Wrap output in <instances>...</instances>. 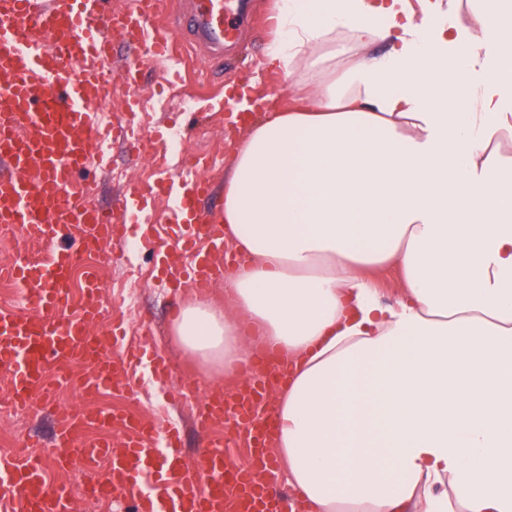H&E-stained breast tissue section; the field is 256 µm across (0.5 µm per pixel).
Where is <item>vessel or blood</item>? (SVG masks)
Returning a JSON list of instances; mask_svg holds the SVG:
<instances>
[{"label":"vessel or blood","mask_w":512,"mask_h":512,"mask_svg":"<svg viewBox=\"0 0 512 512\" xmlns=\"http://www.w3.org/2000/svg\"><path fill=\"white\" fill-rule=\"evenodd\" d=\"M245 11L244 0H191L182 23L171 25L158 21L154 0H131L117 14L105 12L103 0H0V223L19 225L54 248L44 262L28 257L0 264V278L10 280L17 294L16 305L0 309V373L9 377L16 409L44 391L52 368L80 370L94 399L116 376L127 375L138 356L137 347L118 336L92 334L95 299L72 300L70 274L81 255L90 244L119 241L120 224L141 211L135 185L127 186L111 213L87 207L75 189L80 174L103 165L112 139V126L102 119L112 106L104 62L116 61L134 88L144 66L163 60L182 36L223 57L239 41ZM119 44L130 55L114 58ZM185 160L192 179L174 188L159 181L155 192L168 195V221L181 233L177 246L193 260L165 265L162 273L175 287L203 289L239 258L228 249L223 225L199 208L210 193L202 176L207 159L189 152ZM73 224L88 225L91 240L64 245ZM283 375L276 354L264 351L246 372V399L225 400L220 388L199 401L201 481L178 452L180 437L172 429L162 468H142V458L155 454L154 428L122 409L94 403L56 409L52 443L105 465L113 502L132 501L134 512H291L288 499L271 487L278 419L269 394ZM227 420L252 450L250 469L236 468L224 454L216 428ZM116 425L122 428L117 436ZM70 500L68 486L50 482L41 460L0 456V512H63Z\"/></svg>","instance_id":"obj_1"}]
</instances>
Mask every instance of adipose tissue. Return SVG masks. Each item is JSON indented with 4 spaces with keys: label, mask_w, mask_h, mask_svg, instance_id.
<instances>
[{
    "label": "adipose tissue",
    "mask_w": 512,
    "mask_h": 512,
    "mask_svg": "<svg viewBox=\"0 0 512 512\" xmlns=\"http://www.w3.org/2000/svg\"><path fill=\"white\" fill-rule=\"evenodd\" d=\"M505 2L280 0L265 65L289 100L235 143L217 215L249 261L173 334L218 376L290 359L274 451L303 512H512Z\"/></svg>",
    "instance_id": "1"
}]
</instances>
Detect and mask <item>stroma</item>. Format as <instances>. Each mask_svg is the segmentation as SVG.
<instances>
[{"label": "stroma", "instance_id": "1", "mask_svg": "<svg viewBox=\"0 0 512 512\" xmlns=\"http://www.w3.org/2000/svg\"><path fill=\"white\" fill-rule=\"evenodd\" d=\"M275 4L276 0H250L243 43L229 56L214 61L204 48L185 42L170 60L146 66L138 90L146 102L140 121L148 134L163 136L166 144L160 158H143L130 149L120 132H113L108 149L111 165L105 172L95 173L91 184L97 207L112 208L119 193L132 181L149 191L161 166L178 169L184 153L192 150L209 154L216 161L208 171L213 192L199 207L211 214L221 210L226 156L221 88L225 78L245 74L257 78L259 92L277 95L282 104L288 99L284 75L263 65L273 33L263 28L262 21L275 13ZM167 209L166 197L150 194L147 212L152 223L131 222L125 227L126 238L137 241L138 249L107 247V258L99 262L98 269L117 323L130 337L139 336L143 328H151L147 350L168 357L174 376L168 382H159L152 377L149 364L138 365L131 370L132 393L109 398L108 403L146 417L162 428L182 427V451L192 461L199 446L193 425L196 405L217 382L171 336L173 318L181 302L198 294L190 287L177 293L168 291L157 280V269L168 253L166 245L175 239L172 228L164 222Z\"/></svg>", "mask_w": 512, "mask_h": 512}]
</instances>
